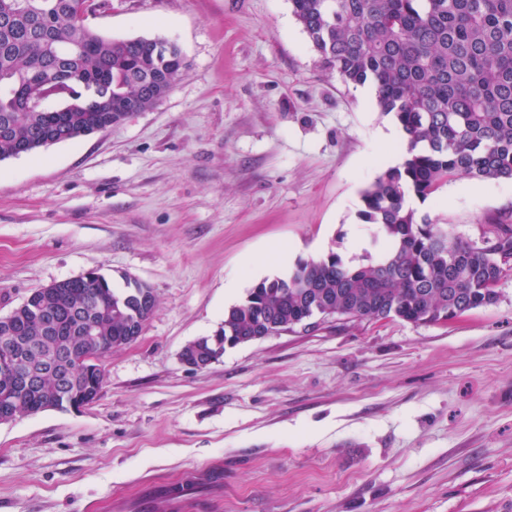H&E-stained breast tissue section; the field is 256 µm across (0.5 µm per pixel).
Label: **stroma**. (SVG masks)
Wrapping results in <instances>:
<instances>
[{
	"label": "stroma",
	"mask_w": 512,
	"mask_h": 512,
	"mask_svg": "<svg viewBox=\"0 0 512 512\" xmlns=\"http://www.w3.org/2000/svg\"><path fill=\"white\" fill-rule=\"evenodd\" d=\"M87 24L187 67L152 110L0 159V316L89 271L157 308L92 405L0 424V512H512V274L445 323L329 319L179 359L258 282L379 250L362 192L405 141L291 0H108ZM419 212L477 242L512 225V182L451 179Z\"/></svg>",
	"instance_id": "stroma-1"
}]
</instances>
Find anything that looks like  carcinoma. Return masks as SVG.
Listing matches in <instances>:
<instances>
[{
  "label": "carcinoma",
  "mask_w": 512,
  "mask_h": 512,
  "mask_svg": "<svg viewBox=\"0 0 512 512\" xmlns=\"http://www.w3.org/2000/svg\"><path fill=\"white\" fill-rule=\"evenodd\" d=\"M74 0H0V158L29 153L60 135L73 141L97 132L126 110L153 108L186 68L185 58H157L162 38L113 40L91 30ZM293 14L321 63L347 83L371 82L380 111L406 134L401 166L383 170L364 190V222L379 227L380 254L346 262L335 251L300 260L286 277L266 279L224 313L211 336L188 343L206 364L246 336L274 335L315 316L344 320H451L465 303L497 300L495 286L512 273V226L496 225L476 243L451 239L428 218L405 208L455 177L512 180V0H291ZM51 101L62 103L50 109ZM443 242L444 251L436 249ZM92 287L75 279L35 290L31 298L56 310L51 327L19 306L0 320L22 329L39 371L35 389L11 402L0 419L36 414L89 384L70 359L75 344L103 358L129 345L127 319L136 282L118 291L102 275ZM96 338L83 342L85 325Z\"/></svg>",
  "instance_id": "cac0c4a2"
}]
</instances>
